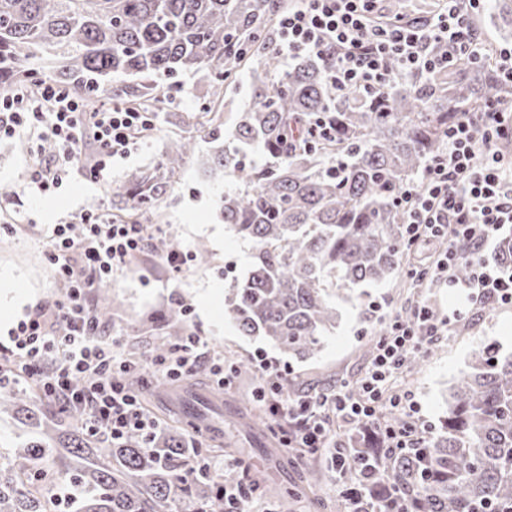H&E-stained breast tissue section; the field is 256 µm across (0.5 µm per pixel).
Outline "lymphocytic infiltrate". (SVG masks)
Wrapping results in <instances>:
<instances>
[{
	"mask_svg": "<svg viewBox=\"0 0 512 512\" xmlns=\"http://www.w3.org/2000/svg\"><path fill=\"white\" fill-rule=\"evenodd\" d=\"M479 0H442L430 17L385 19L379 0H303L279 21L282 57L306 52L324 60L337 90L379 91L396 79H423L458 61H481L484 46L470 17ZM156 127V115L104 99L89 112L70 90L50 78L35 90L15 86L0 95V137L35 133L47 160L30 165L24 185L48 195L64 176L104 181L114 158L126 156L143 134ZM96 151L86 156V137ZM512 106L500 100L467 112L449 123L441 150L425 163L420 178L397 199L408 245L434 242L437 249L423 271L408 270L418 288H456L486 306H512V273L490 265L485 247L504 225L512 224ZM159 224H118L108 209L85 214L80 229L52 225L45 254L51 277L64 286L60 297L36 304L0 341V370L13 380L36 385L44 397L82 414V429L112 442L132 433L153 441L159 422L141 405L138 392L125 381L130 371L144 380H177L207 368L220 387H229L234 368L208 354L206 342L191 331L164 355L129 361L122 339L105 340L90 300L95 289L146 254L163 238ZM468 279L456 277L460 264ZM374 309L384 326L363 377L335 394L290 396L288 371L264 355L255 362L260 376L257 400L271 432L282 446L315 454L330 449L331 477L349 506L367 489L365 461L337 447V425L354 430L380 429L389 453H407L428 441L433 428L420 414L414 392L394 386L410 356L430 348L463 319L460 310L440 312L414 304L400 313L382 304ZM399 421L383 426L384 412Z\"/></svg>",
	"mask_w": 512,
	"mask_h": 512,
	"instance_id": "lymphocytic-infiltrate-1",
	"label": "lymphocytic infiltrate"
}]
</instances>
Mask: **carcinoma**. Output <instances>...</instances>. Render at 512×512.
<instances>
[{
  "mask_svg": "<svg viewBox=\"0 0 512 512\" xmlns=\"http://www.w3.org/2000/svg\"><path fill=\"white\" fill-rule=\"evenodd\" d=\"M286 0H0V91L50 77L94 109L104 97L154 112L167 81L205 70L214 92L196 119L211 127L213 146L201 163L207 178L231 173L237 186L219 214L251 245V267L228 286L230 317L244 336L266 339L301 361L315 357L336 327V298L384 282L410 249L396 198L442 145L448 123L509 94L488 63L460 62L422 81H397L368 94L338 92L324 61L298 53L284 67L278 17ZM258 59L254 104L238 113L221 140L219 97L243 63ZM136 76L112 87V75ZM333 136H312L320 122ZM258 152L264 163L247 158ZM194 156L185 137L169 141L162 160L112 190L116 217L150 224L175 177ZM494 259L512 270V233L498 237ZM97 316L118 311L109 290L95 294ZM162 355L185 335L180 311L159 317ZM0 413L29 430L0 455V512H175L179 497L195 512H225L219 482L204 461L225 452L181 428H163L152 447L136 434L118 447L83 431L80 413L52 408L31 388L5 392ZM345 448L385 464L405 512H512V353L487 342L450 388L440 434L424 455L384 458L377 432L338 433ZM290 487L256 482L261 495L293 512L324 481L322 466L298 453ZM186 479H181V476Z\"/></svg>",
  "mask_w": 512,
  "mask_h": 512,
  "instance_id": "1",
  "label": "carcinoma"
}]
</instances>
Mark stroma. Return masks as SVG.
I'll return each mask as SVG.
<instances>
[{"label": "stroma", "instance_id": "obj_1", "mask_svg": "<svg viewBox=\"0 0 512 512\" xmlns=\"http://www.w3.org/2000/svg\"><path fill=\"white\" fill-rule=\"evenodd\" d=\"M188 96L179 108L163 110L157 115V128L150 139L135 147L126 158L115 161L106 181L91 183L79 176L66 177L54 194L40 197L24 191V171L28 163L25 143L21 138H0V225L13 224L14 230L0 234V303L13 304L7 320L0 322V336L9 330L37 302L61 294L45 263L47 243L43 237L49 224H80L84 214L112 205L111 188L132 171L155 165L166 143L185 136L194 141L197 157L210 149L209 130L184 122L187 113L197 111L201 95L209 86L201 75H185ZM195 161L182 169L177 183L161 203L162 222L168 235L179 248L195 251L205 245L209 263L191 261L177 280H169L160 253L144 256L112 282L111 293L121 305V316L113 327L123 341L125 354L138 357L158 340L160 331L149 320L150 314L167 311L177 303L191 305L187 326L198 330L208 341L213 353L235 358L254 356L262 351L269 358L286 365L289 384L317 382H352L366 371L370 357L363 346L373 338L377 317L371 305L389 302L400 308L405 300H417L416 289L402 287L401 277L352 292L350 298L338 302L341 319L331 333L322 352L315 359L298 362L280 353L270 343L240 335L224 307V290L232 279L243 277L250 264L251 247L237 237L215 215L219 198L233 189L232 177L204 178ZM467 332H452L442 337L429 353L422 370L404 374L402 382L411 388L421 406L423 417L440 425L447 410L448 390L460 371L465 369L475 350L487 340L498 342L502 350L512 351V307L468 308ZM256 375L238 377L234 389L224 392L219 405H210L215 393L208 373L195 377L190 395L180 401L158 396L153 408L162 420L174 419L184 410L200 416L201 432L217 442L236 448L237 457L248 463L252 472L268 483L290 485L291 471L279 466L282 451L266 424L246 430L236 415L241 393L252 392Z\"/></svg>", "mask_w": 512, "mask_h": 512}]
</instances>
